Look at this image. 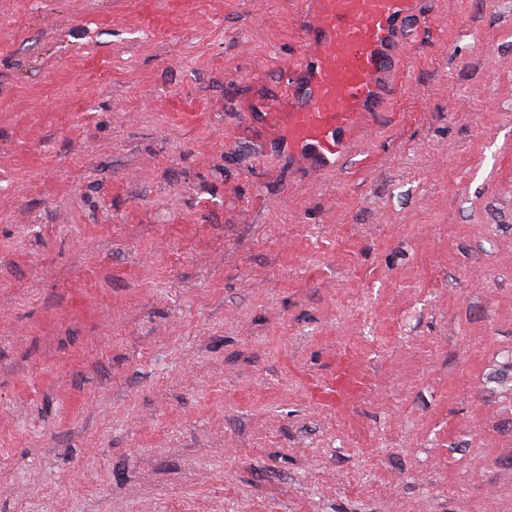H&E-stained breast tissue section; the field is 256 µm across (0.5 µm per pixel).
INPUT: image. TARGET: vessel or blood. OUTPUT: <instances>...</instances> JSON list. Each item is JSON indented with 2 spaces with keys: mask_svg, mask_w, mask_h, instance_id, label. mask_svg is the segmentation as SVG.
<instances>
[{
  "mask_svg": "<svg viewBox=\"0 0 512 512\" xmlns=\"http://www.w3.org/2000/svg\"><path fill=\"white\" fill-rule=\"evenodd\" d=\"M422 0H296L304 48L288 66V106L249 113L278 131L282 156L320 173L339 170L368 114L386 110L403 69L400 38L414 35Z\"/></svg>",
  "mask_w": 512,
  "mask_h": 512,
  "instance_id": "b4317fda",
  "label": "vessel or blood"
}]
</instances>
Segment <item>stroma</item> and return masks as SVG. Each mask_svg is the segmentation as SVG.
<instances>
[{"label":"stroma","mask_w":512,"mask_h":512,"mask_svg":"<svg viewBox=\"0 0 512 512\" xmlns=\"http://www.w3.org/2000/svg\"><path fill=\"white\" fill-rule=\"evenodd\" d=\"M341 172L293 0H0V512H512V0H428Z\"/></svg>","instance_id":"stroma-1"}]
</instances>
